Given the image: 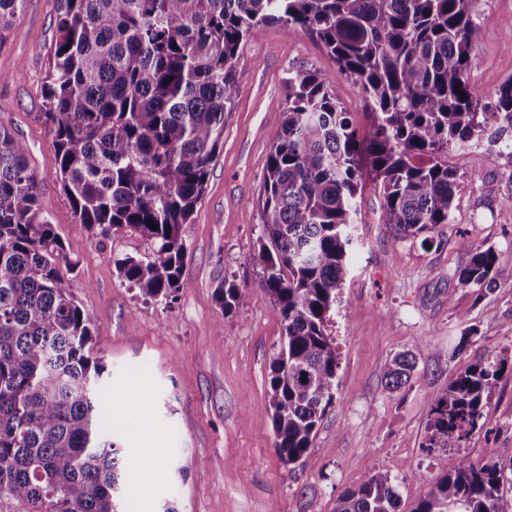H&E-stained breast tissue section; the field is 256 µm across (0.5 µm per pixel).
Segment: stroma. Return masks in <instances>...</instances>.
<instances>
[{
    "label": "stroma",
    "instance_id": "35a3bbf8",
    "mask_svg": "<svg viewBox=\"0 0 512 512\" xmlns=\"http://www.w3.org/2000/svg\"><path fill=\"white\" fill-rule=\"evenodd\" d=\"M483 23L469 81L490 103L512 78V0H475ZM57 0H25L0 47V127L29 150L41 208L77 262L73 292L109 369L104 409L120 448L123 512H336L339 497L369 476H394L400 512H412L457 456L512 461V377L491 392L480 425L456 448L428 445L431 400L469 365L512 364V157L498 152L495 124L444 156L459 178L449 223L428 238L403 237L381 223L382 196L364 178L357 196L356 244L342 302L331 318L338 389L302 460L275 449L267 390L283 342L278 309L251 293L227 313L215 300L222 281L246 288L271 147L284 115V80L294 66L324 74L358 128L371 117L319 40L299 29L263 26L238 51L235 106L209 167L205 193L184 227L187 289L172 306L146 302L118 276L114 260L147 241L119 230L100 245L74 217L58 178L57 148L42 124L46 72L57 31ZM493 247L498 281L465 286L460 238ZM410 352L416 366L399 389L387 367ZM162 450L160 468L153 453Z\"/></svg>",
    "mask_w": 512,
    "mask_h": 512
}]
</instances>
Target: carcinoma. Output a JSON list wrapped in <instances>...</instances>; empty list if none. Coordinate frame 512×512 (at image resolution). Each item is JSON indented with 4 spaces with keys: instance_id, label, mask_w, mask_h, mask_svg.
<instances>
[{
    "instance_id": "obj_1",
    "label": "carcinoma",
    "mask_w": 512,
    "mask_h": 512,
    "mask_svg": "<svg viewBox=\"0 0 512 512\" xmlns=\"http://www.w3.org/2000/svg\"><path fill=\"white\" fill-rule=\"evenodd\" d=\"M24 2L0 0V46ZM58 2L41 113L58 177L97 243L119 229L149 241L114 260L146 301L168 307L189 287L183 229L224 138L238 48L257 27L315 34L368 102L373 119L360 131L327 78L288 70L261 196V275L249 288L215 289L226 313L254 291L278 307L284 341L269 403L279 457L300 461L336 396L330 317L350 274L363 176L380 187L382 223L416 237L451 218L457 175L441 161L449 146L493 121L512 155V78L491 107L466 78L482 35L473 0ZM459 250L461 284L496 282L493 248L464 238ZM75 267L43 216L25 145L0 127V512H119L120 448L100 403L103 359L72 291ZM414 368L413 354L396 355L388 383L401 386ZM506 372L480 361L460 372L432 401L429 446L457 447ZM508 470L459 457L413 512H503ZM336 512H399L397 486L374 474Z\"/></svg>"
}]
</instances>
